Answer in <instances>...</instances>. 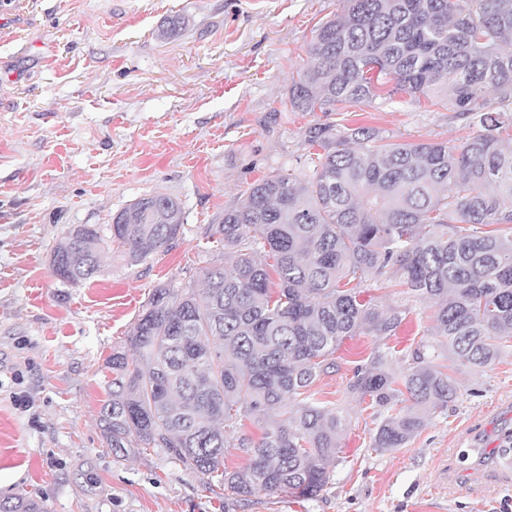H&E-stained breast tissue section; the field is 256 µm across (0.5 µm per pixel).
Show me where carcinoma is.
Here are the masks:
<instances>
[{
  "mask_svg": "<svg viewBox=\"0 0 512 512\" xmlns=\"http://www.w3.org/2000/svg\"><path fill=\"white\" fill-rule=\"evenodd\" d=\"M305 49L289 89L302 112L398 94L447 105L479 133L446 142L388 143L366 126L318 123L305 141L312 175L256 180L211 237L224 256L183 288L156 286L112 351L104 437L118 456L163 448L209 487L238 501L256 491L314 498L330 481L346 419L309 393L347 337L396 335L406 311L360 299L374 280L430 303L444 341L414 350L401 375L377 352L351 391L379 422L372 447L406 445L448 407L463 365L492 366L512 340V0H345ZM497 94L491 103L490 94ZM181 204L135 200L113 217L111 242L133 265L182 229ZM105 240L79 225L53 248L64 280L88 281ZM249 419L259 441L239 433ZM249 455L228 470L225 452ZM0 512H46L23 496Z\"/></svg>",
  "mask_w": 512,
  "mask_h": 512,
  "instance_id": "carcinoma-1",
  "label": "carcinoma"
}]
</instances>
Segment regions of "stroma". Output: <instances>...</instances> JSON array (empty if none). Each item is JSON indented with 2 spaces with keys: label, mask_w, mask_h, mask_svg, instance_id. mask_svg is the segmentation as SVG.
Returning a JSON list of instances; mask_svg holds the SVG:
<instances>
[{
  "label": "stroma",
  "mask_w": 512,
  "mask_h": 512,
  "mask_svg": "<svg viewBox=\"0 0 512 512\" xmlns=\"http://www.w3.org/2000/svg\"><path fill=\"white\" fill-rule=\"evenodd\" d=\"M344 0H0V497L48 512H512V344L489 368L445 357L458 392L405 447L372 446L378 417L349 389L381 346L433 342L430 308L370 283L363 300L409 305L387 340L345 339L311 387L348 426L313 499L255 493L225 504L164 449L117 457L100 415L107 363L161 283L185 285L217 251L226 208L272 172H313L306 130L339 114L288 99L321 23ZM187 25L162 29L170 17ZM355 123L397 143L459 145L475 128L445 108L375 100ZM179 201L180 233L130 266L105 247L91 280L50 267L53 247L88 224L109 236L135 199Z\"/></svg>",
  "instance_id": "35a3bbf8"
}]
</instances>
